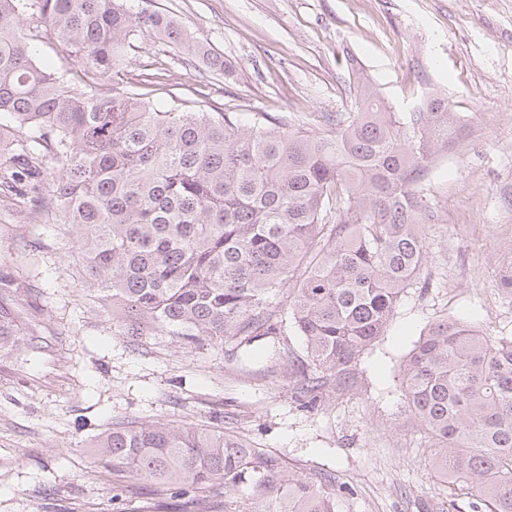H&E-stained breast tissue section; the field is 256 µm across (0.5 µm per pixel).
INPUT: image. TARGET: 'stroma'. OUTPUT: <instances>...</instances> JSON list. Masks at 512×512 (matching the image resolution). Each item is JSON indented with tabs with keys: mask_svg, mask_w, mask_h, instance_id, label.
<instances>
[{
	"mask_svg": "<svg viewBox=\"0 0 512 512\" xmlns=\"http://www.w3.org/2000/svg\"><path fill=\"white\" fill-rule=\"evenodd\" d=\"M177 21L230 69L189 66L183 47L146 38L129 75L167 73L174 93L217 111L264 112L318 135L352 109L356 76L400 118L448 97L459 149L436 155L417 189L436 220L429 261L402 296L355 386L309 412L273 348L250 355L164 333L129 346L112 311L83 286L67 234L0 196V321L19 328L0 350V512H172L142 482L94 462V436L139 418L224 426L328 474L336 512H471L431 470L401 392L399 364L423 329L459 319L512 337V0H135Z\"/></svg>",
	"mask_w": 512,
	"mask_h": 512,
	"instance_id": "obj_1",
	"label": "stroma"
}]
</instances>
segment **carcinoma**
<instances>
[{
    "mask_svg": "<svg viewBox=\"0 0 512 512\" xmlns=\"http://www.w3.org/2000/svg\"><path fill=\"white\" fill-rule=\"evenodd\" d=\"M180 45L176 21L130 0H0V191L25 211L54 210L70 228L82 282L136 343L166 333L231 341L246 353L292 322L306 357L287 349L292 398L316 409L356 383L365 352L426 267L435 221L416 183L457 139L448 100L402 122L357 81L354 111L319 136L256 113L209 112L143 73L125 80L145 36ZM58 46L56 59L41 45ZM191 56L224 61L204 43ZM287 295L280 308L270 301ZM406 402L436 472L469 498L512 512V340L456 319L433 322L400 364ZM100 464L143 480L190 512H336L327 476L224 431L143 420L92 445Z\"/></svg>",
    "mask_w": 512,
    "mask_h": 512,
    "instance_id": "carcinoma-1",
    "label": "carcinoma"
}]
</instances>
